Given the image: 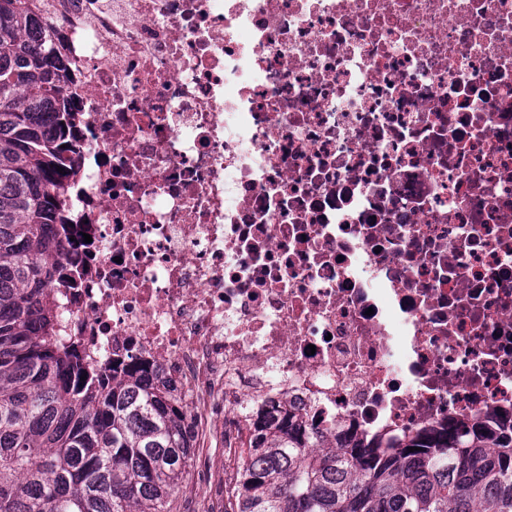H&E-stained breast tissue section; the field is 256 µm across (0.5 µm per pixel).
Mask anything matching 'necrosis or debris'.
I'll use <instances>...</instances> for the list:
<instances>
[{"instance_id": "4bbe7bcc", "label": "necrosis or debris", "mask_w": 512, "mask_h": 512, "mask_svg": "<svg viewBox=\"0 0 512 512\" xmlns=\"http://www.w3.org/2000/svg\"><path fill=\"white\" fill-rule=\"evenodd\" d=\"M79 170L50 301L159 370L221 512L249 406L394 444L512 421V0H32Z\"/></svg>"}]
</instances>
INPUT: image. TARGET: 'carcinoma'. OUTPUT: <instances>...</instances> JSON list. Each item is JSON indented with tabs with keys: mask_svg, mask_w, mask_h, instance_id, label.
<instances>
[{
	"mask_svg": "<svg viewBox=\"0 0 512 512\" xmlns=\"http://www.w3.org/2000/svg\"><path fill=\"white\" fill-rule=\"evenodd\" d=\"M30 23L29 0H0V512H171L197 448L179 400L150 364L93 370L53 336L48 225L65 223L75 105L69 62ZM240 441L222 512H512V425H450L393 448L278 410Z\"/></svg>",
	"mask_w": 512,
	"mask_h": 512,
	"instance_id": "1",
	"label": "carcinoma"
}]
</instances>
